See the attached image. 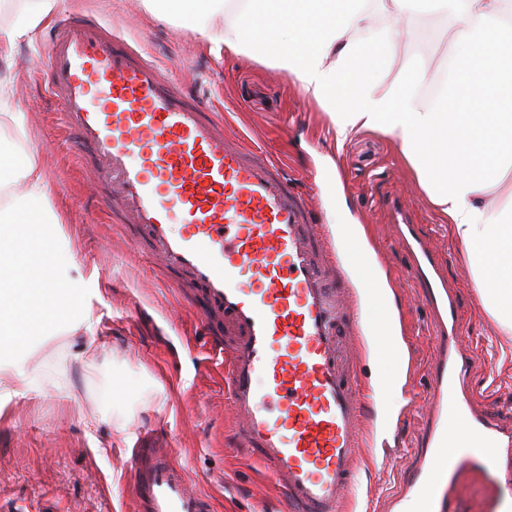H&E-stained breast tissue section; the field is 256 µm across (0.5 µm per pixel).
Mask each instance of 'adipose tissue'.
<instances>
[{"mask_svg": "<svg viewBox=\"0 0 512 512\" xmlns=\"http://www.w3.org/2000/svg\"><path fill=\"white\" fill-rule=\"evenodd\" d=\"M25 28L0 26V62L23 32L53 14L59 0H7ZM145 12L188 26L211 51L257 58L291 76L328 114L337 141L362 129L391 136L401 157L455 239L464 247L484 310L512 341V0H140ZM390 25L377 28L374 15ZM451 18L460 44L436 97L429 74L402 66L384 82L399 18ZM0 266L15 288L0 291L11 336L34 323L90 322L89 286L45 280L44 239L23 220L34 202L47 230L61 219L46 207L44 175L34 161L0 165ZM505 197L493 208V196Z\"/></svg>", "mask_w": 512, "mask_h": 512, "instance_id": "ef3b65f1", "label": "adipose tissue"}]
</instances>
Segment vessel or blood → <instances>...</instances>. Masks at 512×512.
<instances>
[{
	"label": "vessel or blood",
	"instance_id": "obj_1",
	"mask_svg": "<svg viewBox=\"0 0 512 512\" xmlns=\"http://www.w3.org/2000/svg\"><path fill=\"white\" fill-rule=\"evenodd\" d=\"M44 77L61 126L100 164L135 244L174 286L193 288L210 356L224 362L234 442L281 488L284 512H368L356 477L374 458L371 438L402 414L367 412L342 344L370 352L382 384L406 388L414 366L388 331L362 324L363 309L384 307L381 289L344 295L334 285L343 267L365 266L364 255H338L335 233L277 164L225 135L216 114L99 20L74 16L53 27ZM384 206L410 258L401 278L424 288L439 350L426 451L398 499L410 512H447L463 468L485 472L496 488L512 482V468H486L512 464V429L468 393L477 359L457 344L463 325L437 252L398 196ZM127 464L138 512H210L165 449L142 441Z\"/></svg>",
	"mask_w": 512,
	"mask_h": 512
}]
</instances>
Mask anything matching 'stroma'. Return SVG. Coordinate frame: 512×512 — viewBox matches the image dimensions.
Listing matches in <instances>:
<instances>
[{
  "label": "stroma",
  "mask_w": 512,
  "mask_h": 512,
  "mask_svg": "<svg viewBox=\"0 0 512 512\" xmlns=\"http://www.w3.org/2000/svg\"><path fill=\"white\" fill-rule=\"evenodd\" d=\"M100 18L130 45L159 61L167 75L224 120V132L245 137L306 189L326 224H359L392 288L415 362L417 390L430 385L438 355L433 318L416 284L399 283L408 257L381 206L400 194L419 232L439 252L465 323L460 344L480 363L470 375L486 415L512 426V360L492 338L495 320L484 310L457 240L427 202L388 135L363 130L336 143L329 117L290 76L262 61L230 52L214 55L191 28L145 13L140 0H62L56 17ZM48 24L17 40L13 70L0 66L21 140L0 134V154L36 160L48 198L63 220L45 265L53 277L80 281L97 274L89 323L69 331L42 327L0 352V512H135L125 466L139 433L161 436L175 463L211 499L213 512H278L281 492L231 442L233 420L220 367L203 368L204 338L189 294L170 288L132 243V235L101 203L98 170L80 159L74 138L58 124L59 106L46 89L40 60ZM452 28L415 24L394 48L396 60L421 58L437 71L454 50ZM64 359L65 376L57 374ZM426 422L423 410L402 417L397 455L382 469L362 470L359 491L373 512L388 502L417 464ZM449 512H485L491 488L482 473L463 470Z\"/></svg>",
  "instance_id": "35a3bbf8"
}]
</instances>
